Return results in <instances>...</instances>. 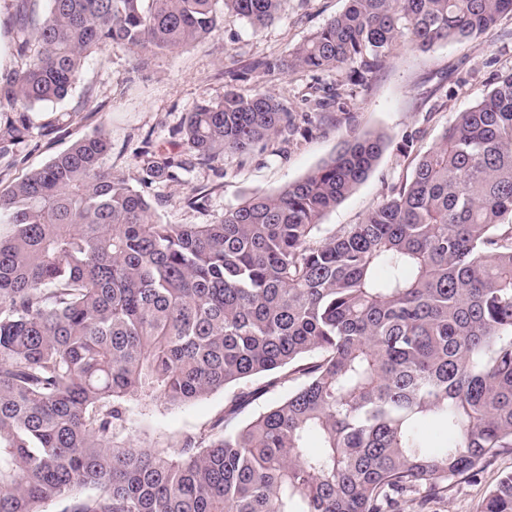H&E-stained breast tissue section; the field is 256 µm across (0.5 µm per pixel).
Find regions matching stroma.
Returning a JSON list of instances; mask_svg holds the SVG:
<instances>
[{
    "mask_svg": "<svg viewBox=\"0 0 512 512\" xmlns=\"http://www.w3.org/2000/svg\"><path fill=\"white\" fill-rule=\"evenodd\" d=\"M346 6L347 0H285L279 17L258 32L228 16L205 41L152 56L139 73L125 51L107 47L93 52L64 101L30 110L35 125H49L53 131L31 138L15 164L0 170V189L99 129L112 145L106 167L153 201L161 223L208 224L251 193L276 192L301 179L349 136L380 135L386 146L373 169L321 218L330 231L360 223L393 185L410 176L413 155L426 151L458 113L481 101L496 75L512 71V13L466 42L427 52L401 44L363 87H351L344 70H260V62L288 58ZM230 87L245 95L272 93L292 113L297 134L243 155L192 161L170 180L147 181L143 151L153 146L187 158L176 129L195 105L222 101ZM336 92L346 99L350 121L322 117L315 109L316 99ZM408 139L413 145L406 153L402 146ZM192 195L200 196L199 206L188 205ZM226 403V393L219 390L186 405L150 406L131 438L142 447L178 455L186 438L207 433L223 419ZM510 473L512 449L505 448L449 480L446 492L425 501L410 497L404 512H480L488 491Z\"/></svg>",
    "mask_w": 512,
    "mask_h": 512,
    "instance_id": "35a3bbf8",
    "label": "stroma"
}]
</instances>
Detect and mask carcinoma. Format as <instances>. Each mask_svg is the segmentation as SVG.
Returning a JSON list of instances; mask_svg holds the SVG:
<instances>
[{
    "instance_id": "obj_1",
    "label": "carcinoma",
    "mask_w": 512,
    "mask_h": 512,
    "mask_svg": "<svg viewBox=\"0 0 512 512\" xmlns=\"http://www.w3.org/2000/svg\"><path fill=\"white\" fill-rule=\"evenodd\" d=\"M17 9L25 67L0 71V164L103 47L142 60L206 39L229 14L258 31L283 0H48ZM512 0H348L269 71L346 68L363 86L406 38L428 51L496 26ZM295 130L274 95L234 89L177 130L191 156L247 153ZM385 146L352 136L275 193L210 224H162L81 138L0 190V512H400L411 494L512 448V72L413 159L359 224L321 217ZM150 180L187 164L142 153ZM264 376L262 387L247 383ZM288 395L245 424L269 389ZM231 394L224 424L179 456L134 445L136 408ZM450 440L430 449L420 425ZM320 440L308 447L310 435ZM86 487L95 493L80 496ZM481 512H512V474Z\"/></svg>"
}]
</instances>
